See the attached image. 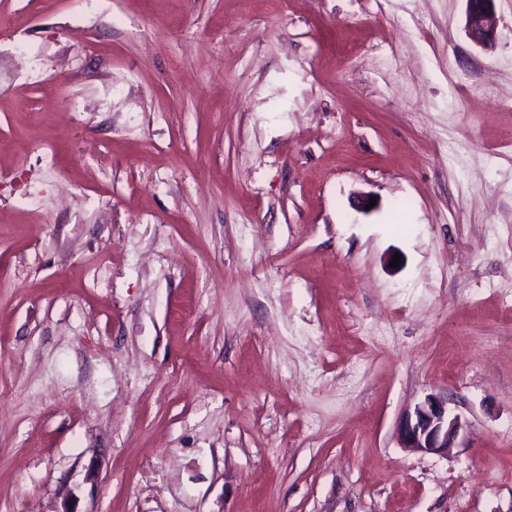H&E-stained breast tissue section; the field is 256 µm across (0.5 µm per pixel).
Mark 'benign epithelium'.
I'll return each instance as SVG.
<instances>
[{
    "mask_svg": "<svg viewBox=\"0 0 512 512\" xmlns=\"http://www.w3.org/2000/svg\"><path fill=\"white\" fill-rule=\"evenodd\" d=\"M492 0H467V31L477 45L492 44L497 18ZM461 423L448 412V399L429 395L402 419L399 438L402 447L414 451L445 454L459 436Z\"/></svg>",
    "mask_w": 512,
    "mask_h": 512,
    "instance_id": "7a95c632",
    "label": "benign epithelium"
}]
</instances>
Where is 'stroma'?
I'll return each instance as SVG.
<instances>
[{
	"instance_id": "obj_1",
	"label": "stroma",
	"mask_w": 512,
	"mask_h": 512,
	"mask_svg": "<svg viewBox=\"0 0 512 512\" xmlns=\"http://www.w3.org/2000/svg\"><path fill=\"white\" fill-rule=\"evenodd\" d=\"M491 6L0 0V512H512ZM492 0H467V31L470 39L482 47L491 46L497 18ZM461 428L458 417L448 412V399L432 394L403 417L398 435L402 448L445 454L453 448Z\"/></svg>"
}]
</instances>
